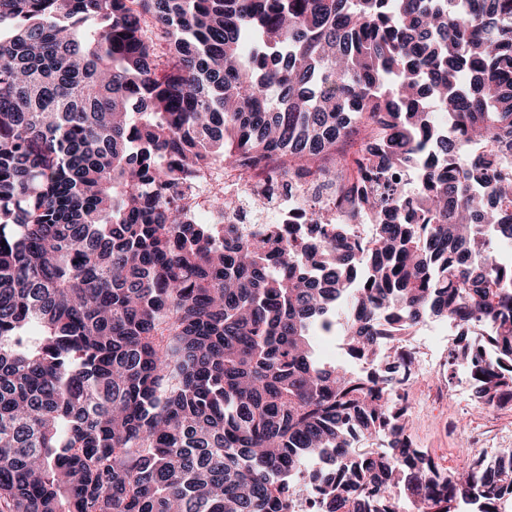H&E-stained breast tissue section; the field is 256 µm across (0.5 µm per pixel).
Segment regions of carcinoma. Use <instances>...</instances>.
<instances>
[{
    "label": "carcinoma",
    "instance_id": "carcinoma-1",
    "mask_svg": "<svg viewBox=\"0 0 512 512\" xmlns=\"http://www.w3.org/2000/svg\"><path fill=\"white\" fill-rule=\"evenodd\" d=\"M478 143L512 145V0H0V512H499L512 448L442 477L394 391L429 315L512 405V178ZM272 159L336 223L226 194L220 242L175 206ZM338 330L371 375L318 358Z\"/></svg>",
    "mask_w": 512,
    "mask_h": 512
}]
</instances>
